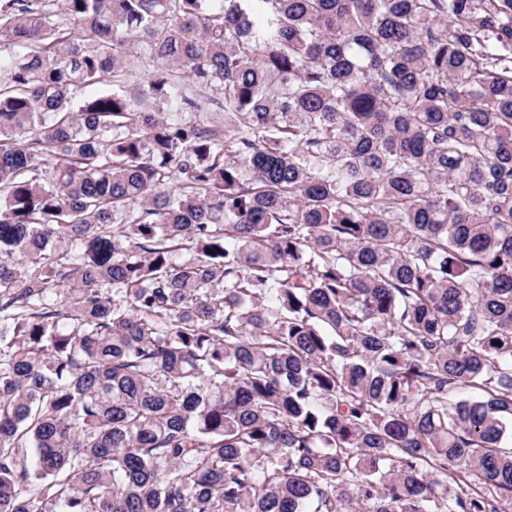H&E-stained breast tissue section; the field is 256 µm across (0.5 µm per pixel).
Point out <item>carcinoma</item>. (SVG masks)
Wrapping results in <instances>:
<instances>
[{
  "instance_id": "1",
  "label": "carcinoma",
  "mask_w": 512,
  "mask_h": 512,
  "mask_svg": "<svg viewBox=\"0 0 512 512\" xmlns=\"http://www.w3.org/2000/svg\"><path fill=\"white\" fill-rule=\"evenodd\" d=\"M0 43V512H512V0Z\"/></svg>"
}]
</instances>
